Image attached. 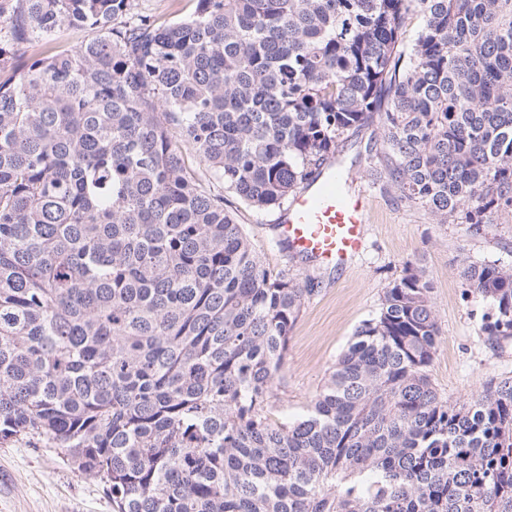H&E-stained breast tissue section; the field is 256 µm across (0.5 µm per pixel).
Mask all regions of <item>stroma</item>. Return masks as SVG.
I'll return each mask as SVG.
<instances>
[{
    "mask_svg": "<svg viewBox=\"0 0 512 512\" xmlns=\"http://www.w3.org/2000/svg\"><path fill=\"white\" fill-rule=\"evenodd\" d=\"M383 128L372 118L345 135L336 156L350 189L369 197L368 233L363 255L344 270H333L290 253L277 241L280 208L257 210L225 193L224 206L242 224L273 272L312 280L293 328L270 401L273 419L297 417L324 384L361 325L375 317L388 283L406 266L430 280L431 301L441 331L431 381L442 399L460 403L493 381L512 378V341L494 344L480 330L488 303L461 276L464 262L490 261L512 267V214L473 232L466 224H443L426 207L402 199L385 179ZM103 481L86 477L56 448L25 439L0 443V512H115Z\"/></svg>",
    "mask_w": 512,
    "mask_h": 512,
    "instance_id": "stroma-1",
    "label": "stroma"
}]
</instances>
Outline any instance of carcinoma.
Segmentation results:
<instances>
[{"mask_svg": "<svg viewBox=\"0 0 512 512\" xmlns=\"http://www.w3.org/2000/svg\"><path fill=\"white\" fill-rule=\"evenodd\" d=\"M72 26L93 37L29 54ZM1 71L0 440L61 449L117 512H512V378L440 398L410 265L307 413L272 420L314 289L224 208L280 206L377 113L401 198L477 234L512 212V0H196L167 25L0 0ZM462 277L512 339V268Z\"/></svg>", "mask_w": 512, "mask_h": 512, "instance_id": "cac0c4a2", "label": "carcinoma"}]
</instances>
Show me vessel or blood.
Wrapping results in <instances>:
<instances>
[{"mask_svg":"<svg viewBox=\"0 0 512 512\" xmlns=\"http://www.w3.org/2000/svg\"><path fill=\"white\" fill-rule=\"evenodd\" d=\"M367 212L365 194L349 193L335 174H324L291 200L276 233L295 253L334 268L362 252Z\"/></svg>","mask_w":512,"mask_h":512,"instance_id":"obj_1","label":"vessel or blood"}]
</instances>
